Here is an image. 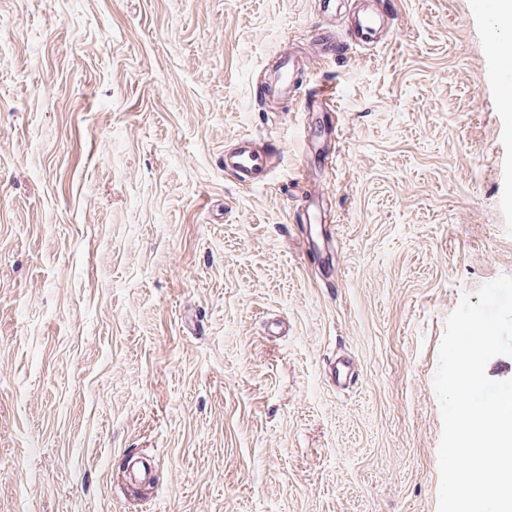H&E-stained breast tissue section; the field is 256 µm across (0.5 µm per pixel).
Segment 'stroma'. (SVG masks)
<instances>
[{
    "label": "stroma",
    "mask_w": 512,
    "mask_h": 512,
    "mask_svg": "<svg viewBox=\"0 0 512 512\" xmlns=\"http://www.w3.org/2000/svg\"><path fill=\"white\" fill-rule=\"evenodd\" d=\"M399 2L307 74L320 258L319 115L252 90L381 0H0V512H438L446 320L512 276V31ZM384 1L385 11L382 15L365 13L356 21V38L363 42H372L382 26L392 21L397 14V0ZM240 141L242 145L238 151L224 155V167L237 173L240 185H260L264 181L259 179V173L262 170L267 173L270 171L268 152L251 146L250 137H242Z\"/></svg>",
    "instance_id": "35a3bbf8"
}]
</instances>
